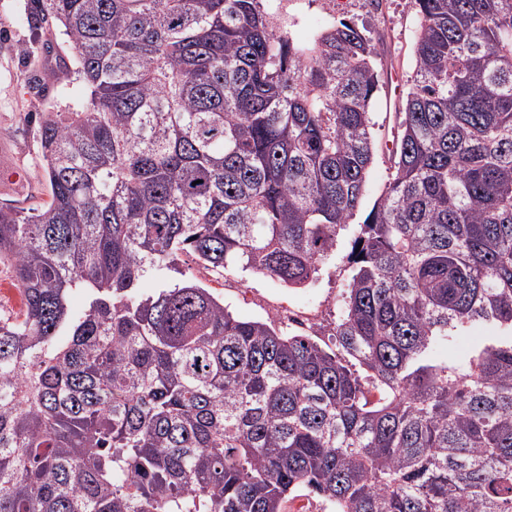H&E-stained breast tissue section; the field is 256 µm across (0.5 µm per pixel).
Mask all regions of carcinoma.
Listing matches in <instances>:
<instances>
[{
  "label": "carcinoma",
  "mask_w": 512,
  "mask_h": 512,
  "mask_svg": "<svg viewBox=\"0 0 512 512\" xmlns=\"http://www.w3.org/2000/svg\"><path fill=\"white\" fill-rule=\"evenodd\" d=\"M415 2L325 342L139 288L180 253L314 278L361 206L380 45L296 39L276 0H29L89 96L42 117L50 200L0 207V512H512V0Z\"/></svg>",
  "instance_id": "carcinoma-1"
}]
</instances>
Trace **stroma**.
<instances>
[{"label":"stroma","instance_id":"35a3bbf8","mask_svg":"<svg viewBox=\"0 0 512 512\" xmlns=\"http://www.w3.org/2000/svg\"><path fill=\"white\" fill-rule=\"evenodd\" d=\"M338 18L364 27L382 39L381 66L392 67L397 85H382L373 107L375 160L369 170L360 209L353 223H362L392 179L389 160L397 112L408 90L414 61L412 47L419 14L415 0H346ZM78 66L61 30L35 29L28 21L27 0H0V165L14 167V178L0 181V205L31 208L49 199L43 171L39 125L43 113L67 109L88 95ZM352 231L340 232L335 256L323 264L305 287L289 288L259 273L205 268L180 254L164 276L143 280L142 294L192 278L235 315L276 321L277 310L308 304L315 314L316 336H326L342 311L341 294L350 277L346 256Z\"/></svg>","mask_w":512,"mask_h":512}]
</instances>
